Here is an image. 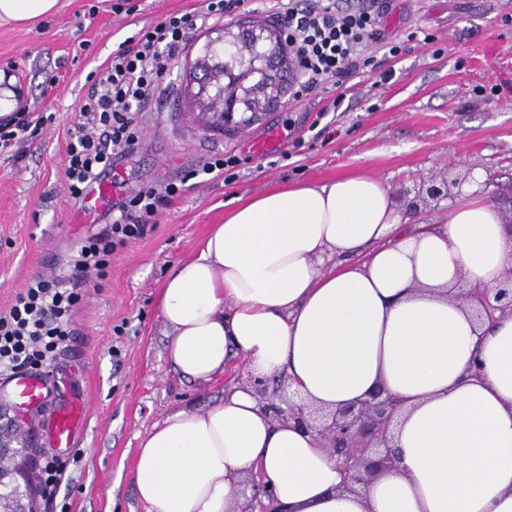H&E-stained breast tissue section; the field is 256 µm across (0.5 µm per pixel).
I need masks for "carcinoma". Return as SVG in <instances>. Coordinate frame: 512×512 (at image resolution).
Listing matches in <instances>:
<instances>
[{
    "mask_svg": "<svg viewBox=\"0 0 512 512\" xmlns=\"http://www.w3.org/2000/svg\"><path fill=\"white\" fill-rule=\"evenodd\" d=\"M234 44L206 37L186 73V96L195 105L205 128L222 129L230 123L224 115L243 114L250 123L261 112L275 108L293 76L282 41L264 20L235 24ZM36 493L34 476L0 487V496Z\"/></svg>",
    "mask_w": 512,
    "mask_h": 512,
    "instance_id": "obj_1",
    "label": "carcinoma"
}]
</instances>
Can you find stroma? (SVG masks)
Instances as JSON below:
<instances>
[{"label":"stroma","mask_w":512,"mask_h":512,"mask_svg":"<svg viewBox=\"0 0 512 512\" xmlns=\"http://www.w3.org/2000/svg\"><path fill=\"white\" fill-rule=\"evenodd\" d=\"M59 0L57 12L32 26L0 21V81L17 110L49 121L35 139L0 154V312L38 275H68L78 243L102 230L100 211L79 210L65 189L68 130L78 119L93 75L119 45L173 12L201 0ZM423 29L431 42L408 41L390 58L383 39ZM208 27L193 31L173 61L171 90L146 113L139 144L114 171V196L160 185L214 154L242 159L232 179L189 181L183 195L158 212L146 236L112 260L109 277L87 282L73 318L74 334L55 365L71 391L92 401L58 500L68 512H145L133 485L141 441L171 411L197 410L245 382L243 360L229 359L207 384L185 381L165 355L159 291L238 197L297 182H325L362 172L379 180L399 208L433 222L448 216L447 198L416 202L426 180L483 171L492 192L512 191V0H387L382 41L371 43L377 73L347 82L339 111L322 113L315 96H285L247 128L206 130L189 112L182 77ZM393 70L390 81L377 74ZM281 140L271 156H256L251 140ZM302 138L293 148V138Z\"/></svg>","instance_id":"1"}]
</instances>
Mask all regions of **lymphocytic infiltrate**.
Returning a JSON list of instances; mask_svg holds the SVG:
<instances>
[{
    "label": "lymphocytic infiltrate",
    "mask_w": 512,
    "mask_h": 512,
    "mask_svg": "<svg viewBox=\"0 0 512 512\" xmlns=\"http://www.w3.org/2000/svg\"><path fill=\"white\" fill-rule=\"evenodd\" d=\"M202 10L170 14L140 29L95 72L80 103V121L70 133L64 161L67 193L80 200L87 188L109 176L138 142L139 115L168 88L172 62L199 24L223 21L246 0H203ZM384 0H271L268 14L281 28L297 72L295 98L332 94L343 101V82L374 64L367 49L379 39ZM242 162L233 151L213 156L202 168L160 187L146 186L115 202L106 227L87 237L73 261L72 287L56 277H34L0 312V372L43 371L73 334V317L84 299L87 273L105 278L115 252L143 237L163 205L180 196L199 175H223Z\"/></svg>",
    "instance_id": "lymphocytic-infiltrate-1"
}]
</instances>
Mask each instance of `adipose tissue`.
<instances>
[{
    "label": "adipose tissue",
    "mask_w": 512,
    "mask_h": 512,
    "mask_svg": "<svg viewBox=\"0 0 512 512\" xmlns=\"http://www.w3.org/2000/svg\"><path fill=\"white\" fill-rule=\"evenodd\" d=\"M58 0H0L32 25ZM474 171L448 218L409 224L355 173L240 200L180 261L158 297L166 353L208 382L228 355L335 410L384 388L400 403L396 467L359 492L306 430L248 388L170 412L142 440L133 482L146 512H239L261 470L279 512H512V317L476 325L457 289L494 287L512 228Z\"/></svg>",
    "instance_id": "1"
}]
</instances>
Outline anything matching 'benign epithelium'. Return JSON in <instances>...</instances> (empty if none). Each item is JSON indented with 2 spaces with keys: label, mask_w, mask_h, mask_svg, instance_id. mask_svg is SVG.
Segmentation results:
<instances>
[{
  "label": "benign epithelium",
  "mask_w": 512,
  "mask_h": 512,
  "mask_svg": "<svg viewBox=\"0 0 512 512\" xmlns=\"http://www.w3.org/2000/svg\"><path fill=\"white\" fill-rule=\"evenodd\" d=\"M462 302L470 305L472 315L478 322L493 321L496 315H512V266L509 267L499 285L478 292H464L457 295ZM259 401L277 419H290L298 426L311 431L320 447L327 450L336 466L344 472V488L353 491L366 484L379 471L393 467L396 456L390 427L399 402L384 389L378 388L360 402L351 404L334 413H326L292 399L275 402L266 394L261 381L253 382ZM16 407L7 398H0V442L5 435L1 430L14 425L11 413ZM12 453L13 463L0 468V482L16 474L24 477L29 472V462L18 459L22 449L6 444L0 453ZM273 493L267 483L254 481L250 484V495L240 512H275L272 505Z\"/></svg>",
  "instance_id": "7a95c632"
}]
</instances>
